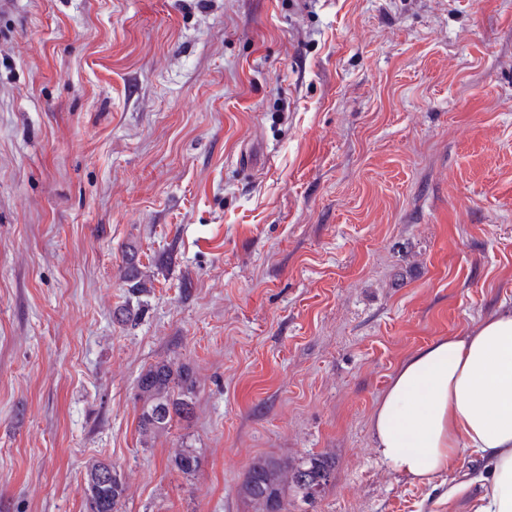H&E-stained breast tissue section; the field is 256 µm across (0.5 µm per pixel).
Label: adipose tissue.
I'll return each mask as SVG.
<instances>
[{
  "label": "adipose tissue",
  "instance_id": "ef3b65f1",
  "mask_svg": "<svg viewBox=\"0 0 512 512\" xmlns=\"http://www.w3.org/2000/svg\"><path fill=\"white\" fill-rule=\"evenodd\" d=\"M376 451L393 470L432 481L461 451L486 471L450 484L449 503L512 512V310L468 335L437 339L401 366L371 419Z\"/></svg>",
  "mask_w": 512,
  "mask_h": 512
}]
</instances>
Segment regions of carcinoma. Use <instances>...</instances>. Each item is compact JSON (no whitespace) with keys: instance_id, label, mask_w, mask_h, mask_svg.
Wrapping results in <instances>:
<instances>
[{"instance_id":"carcinoma-1","label":"carcinoma","mask_w":512,"mask_h":512,"mask_svg":"<svg viewBox=\"0 0 512 512\" xmlns=\"http://www.w3.org/2000/svg\"><path fill=\"white\" fill-rule=\"evenodd\" d=\"M120 279L125 283L131 299L113 311L114 318L123 324L135 323L144 301L154 288V275L141 264L137 250L130 246L121 267ZM195 380L190 371L174 367L168 361H158L146 368L138 379L139 433L148 443L166 430L176 417L186 416L192 409ZM174 467L190 474L197 467L198 457L192 446L183 443L172 457ZM332 465L322 455H311L299 464L274 458H260L249 467L240 492L252 505L253 512H288V488L305 503L313 504L330 481ZM128 483L123 473L112 464L96 461L86 473V495L96 500L95 512H119L126 497Z\"/></svg>"}]
</instances>
